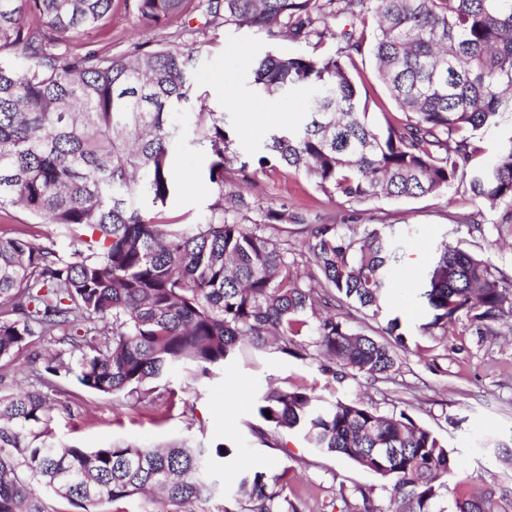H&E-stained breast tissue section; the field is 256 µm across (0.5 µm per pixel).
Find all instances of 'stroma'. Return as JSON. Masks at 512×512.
<instances>
[{
  "mask_svg": "<svg viewBox=\"0 0 512 512\" xmlns=\"http://www.w3.org/2000/svg\"><path fill=\"white\" fill-rule=\"evenodd\" d=\"M181 31L198 50L195 85L207 107L224 112L240 158L263 146L276 130L302 125L305 90L285 100L253 92L249 64L268 49L265 35L249 28L206 27L201 15L173 20L168 28L148 27L116 0L104 28L86 34V41L103 54L123 53L130 43L158 46L169 31ZM361 90L369 99L370 120L378 125L399 110L376 78L371 57L359 63ZM177 191L164 212L188 223L200 221L215 199L203 152L176 154L172 161ZM225 190H239L264 208H285L295 217L287 238L304 252L305 224H339L345 232L361 233L381 224L395 234H407L411 255L401 276L411 279L443 243H464L495 266L512 268V225L498 214L475 205L464 186L444 194L416 199L373 198L350 203L323 193L304 175L278 163L262 171L231 166L224 174ZM496 336L482 337L460 322L447 337L430 343L424 353L402 354L390 380L370 385L352 378L338 382L324 375L313 358L277 353L242 356L212 380H194L183 368L170 377L175 397L152 401L101 397L75 379L61 384V409L54 431L61 441L81 448H99L121 440L137 446H158L194 437L235 448L237 457L225 471L226 488L247 470H287L288 496L304 498L308 512H331L341 491L356 486L381 488L382 482L343 456L310 447L301 435L281 433L278 448L252 436L253 402L267 383L283 389L306 387L324 400L362 399L380 412L405 410L432 429L451 451L456 467L452 495L462 496L487 486H512V325L501 324Z\"/></svg>",
  "mask_w": 512,
  "mask_h": 512,
  "instance_id": "1",
  "label": "stroma"
}]
</instances>
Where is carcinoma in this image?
Segmentation results:
<instances>
[{"mask_svg":"<svg viewBox=\"0 0 512 512\" xmlns=\"http://www.w3.org/2000/svg\"><path fill=\"white\" fill-rule=\"evenodd\" d=\"M114 0H0V210L19 208L54 224L74 246L26 234L0 235V360L33 341L30 387L0 393V512H80L144 498L155 512H190L224 497L223 443L164 448L114 442L78 448L56 440L61 401L50 394L71 376L89 392L148 401L182 366L207 378L244 350L301 358L322 371L369 383L397 371L408 351L401 321L382 341L323 311L331 301L382 315L396 288L404 240L386 227L349 235L307 224L306 270L276 236L288 211L224 192L238 161L224 113L195 96L197 56L174 32L161 47L105 56L71 44L102 28ZM139 21L161 26L186 14L206 24L257 28L275 44L344 42L334 53L268 52L249 64L255 90L272 98L301 88L307 117L296 132L274 131L253 156L275 161L348 202L420 198L466 182L471 199L512 224V129L494 159L479 160L474 133L512 117V0H123ZM349 16L359 37L328 20ZM368 50L403 114L378 126L360 111L350 73ZM199 110L188 112L192 100ZM202 149L217 197L197 223L164 217L174 191L172 158ZM429 321L423 336L467 321L480 336L512 319V274L478 252L442 245L423 276ZM271 416H266V412ZM257 438L296 432L384 481L341 494L353 512H497L503 490L448 503L455 460L444 442L406 411L382 414L359 400L322 404L313 390L267 388L257 401ZM288 471L242 475L239 512H301L282 496Z\"/></svg>","mask_w":512,"mask_h":512,"instance_id":"cac0c4a2","label":"carcinoma"}]
</instances>
